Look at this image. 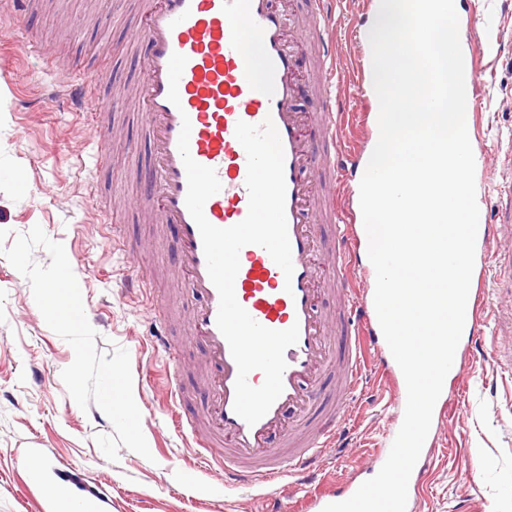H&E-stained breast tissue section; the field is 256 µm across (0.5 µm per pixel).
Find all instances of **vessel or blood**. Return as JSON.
<instances>
[{"mask_svg":"<svg viewBox=\"0 0 512 512\" xmlns=\"http://www.w3.org/2000/svg\"><path fill=\"white\" fill-rule=\"evenodd\" d=\"M137 38L141 43L143 82L137 102L148 126L150 164L144 189L135 201L140 211L174 232L178 266L167 279L140 271L130 280L139 294L161 295L168 304L163 322H179L183 342L202 343L205 353L197 372L208 393L205 404L179 425L189 439L199 469L219 474L224 487L265 489L281 479L306 486L331 448L343 447L341 424L349 403L363 388L364 369L374 363L390 382L387 405L403 420L407 399L403 373L383 336L374 307V288L362 277L368 258V236L360 198L354 188L367 167L363 147L372 129L370 115L356 113L358 135L344 136V115L336 109L335 89L350 79L356 92L365 86L361 39H352L354 53L343 58L333 30L337 24L331 0H310V7L291 21L279 0H149ZM305 48L315 75H299L298 48ZM186 57L178 83L179 104L168 99V64L172 54ZM485 52L470 40L465 56V87L474 91L488 75ZM79 109L91 114L95 161L110 152L112 96L95 93L80 67H72L55 83ZM312 98L316 111L297 103ZM272 120L284 150L285 213L294 272L285 278L269 253L250 244L239 254L234 289L239 304L258 323L272 330L298 326L297 342L285 351L283 391L255 424L234 411L237 365L216 319L219 294L207 271L200 231L185 199L187 174L178 151L183 122H190L189 151L199 164L214 168L222 188L204 205L206 219L228 228L248 213L247 155L235 136L238 122L252 125ZM475 159L499 183L512 189V157L499 163L484 147L483 115L468 124ZM476 245L486 264L472 279L463 334L477 336L492 317L487 281L497 250L512 248L487 216H480ZM186 286L199 302L188 316L177 317L170 293ZM462 356L449 371L451 385L439 396V418L462 382ZM396 437L373 449L362 472L377 474ZM58 469L45 459L37 475L43 495L39 512H104L107 489L84 500L56 490ZM357 477L339 479L336 494L318 499L316 512L328 503L350 498L360 487Z\"/></svg>","mask_w":512,"mask_h":512,"instance_id":"b4317fda","label":"vessel or blood"}]
</instances>
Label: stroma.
<instances>
[{
    "instance_id": "obj_1",
    "label": "stroma",
    "mask_w": 512,
    "mask_h": 512,
    "mask_svg": "<svg viewBox=\"0 0 512 512\" xmlns=\"http://www.w3.org/2000/svg\"><path fill=\"white\" fill-rule=\"evenodd\" d=\"M142 0H44L41 10L16 23L0 14V229L10 237L41 226L62 243L82 293L98 351L138 349L131 360L133 394L151 455L120 448L109 461L95 441L113 426L97 407L81 410L61 372L74 360L71 346L53 332L28 281L0 256V512H32L22 480V454L36 446L81 486L111 484L107 512H275L290 501L293 512H312L311 501L329 492L345 466L393 423L391 411L373 405L382 379L369 371L361 408L346 434L352 451L323 462L307 490L281 483L276 497L224 490L211 476L189 482L186 441L159 405L168 355L148 333L149 305L132 297L126 281L142 263L171 267L174 255L158 225L143 214H116L99 197H136L147 165L148 132L138 112H114L110 157L94 167L90 117L62 103L44 102L52 88L45 56L18 51L25 34L37 36L88 77L110 70L108 93L123 97L142 80L132 37ZM460 27L483 35L512 28V0H455ZM495 316L475 342L463 388L425 463L421 512H512V375L502 359L512 352V279L492 274Z\"/></svg>"
}]
</instances>
